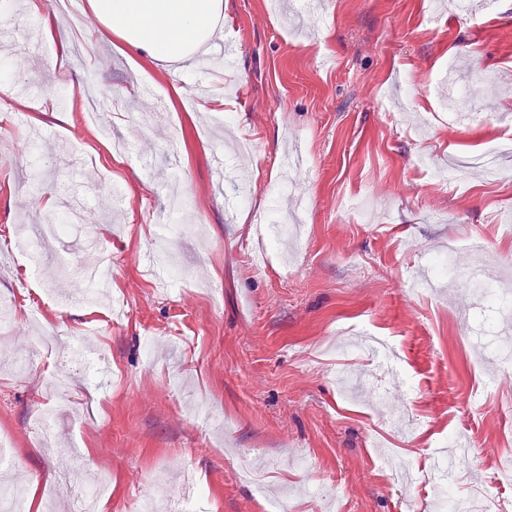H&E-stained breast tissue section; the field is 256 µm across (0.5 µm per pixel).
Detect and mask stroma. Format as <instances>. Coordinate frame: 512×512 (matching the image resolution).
Returning a JSON list of instances; mask_svg holds the SVG:
<instances>
[{
	"label": "stroma",
	"instance_id": "stroma-1",
	"mask_svg": "<svg viewBox=\"0 0 512 512\" xmlns=\"http://www.w3.org/2000/svg\"><path fill=\"white\" fill-rule=\"evenodd\" d=\"M485 2L467 17L432 0H314L298 36L276 0H224V35L238 55L204 74L132 61L106 34L83 59L58 54L39 21L7 6L0 240L18 241L22 225L51 216L47 198L75 204L60 212L72 232L43 245L37 261L0 251V303L16 305L0 344V433L17 448L12 482L42 492L72 448L84 469L109 476L99 512H136L142 498L171 512L180 456L194 465L207 512H263L274 499L288 512H434L430 488L391 475L378 450L430 472L465 437L455 494L512 512V488L491 481L498 454L512 453V384L493 354L505 319L452 278L442 290H409L412 272L455 239L480 244L458 254V266L482 267L512 292V237L498 222L512 209V154L500 158L497 180L471 163L512 138L499 120L512 114V0L491 14ZM450 72L477 122L443 107ZM201 81L223 86L226 127L250 152L224 154L212 113L198 109ZM145 84L162 111L139 100ZM88 85L101 106L95 119L71 109ZM34 132L41 151L24 156ZM116 136L133 142L136 158L113 154ZM294 139L310 161V222L294 252L267 250L256 217L277 221L289 194L279 161ZM220 159L228 174L219 192ZM450 167L460 180L439 182ZM174 179L197 228L166 245L169 264L186 271L171 288L148 278L144 262ZM103 246L114 269L107 298L69 302L79 269ZM64 251L66 268L57 261ZM43 299L44 319L31 326L24 307ZM37 330L56 343L32 362ZM77 343L112 372L74 377L62 401L51 385ZM202 404L224 425H198L189 412ZM43 410L59 422L40 443L32 424Z\"/></svg>",
	"mask_w": 512,
	"mask_h": 512
}]
</instances>
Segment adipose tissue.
Returning <instances> with one entry per match:
<instances>
[{"instance_id": "ef3b65f1", "label": "adipose tissue", "mask_w": 512, "mask_h": 512, "mask_svg": "<svg viewBox=\"0 0 512 512\" xmlns=\"http://www.w3.org/2000/svg\"><path fill=\"white\" fill-rule=\"evenodd\" d=\"M132 58L188 65L224 34V0H87Z\"/></svg>"}]
</instances>
